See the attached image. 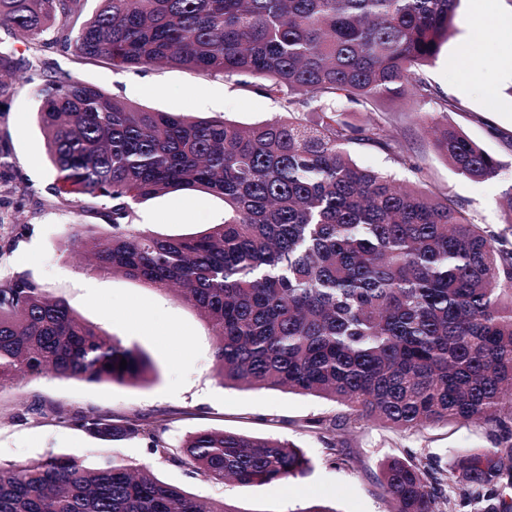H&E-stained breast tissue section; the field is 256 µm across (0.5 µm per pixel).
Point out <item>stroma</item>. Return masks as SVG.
<instances>
[{
	"instance_id": "stroma-1",
	"label": "stroma",
	"mask_w": 512,
	"mask_h": 512,
	"mask_svg": "<svg viewBox=\"0 0 512 512\" xmlns=\"http://www.w3.org/2000/svg\"><path fill=\"white\" fill-rule=\"evenodd\" d=\"M474 6V0H460L454 33L425 75L441 95L458 103V111L448 115L449 125L464 131L499 162L497 177L469 179L437 153L431 132L435 104L418 107L390 99L374 112L346 102L343 118L354 124H390L413 161L407 168L376 147L350 145L360 168L428 184L512 248V226L506 220V203L512 197V76L499 68L500 56L512 50V35L502 31L479 37ZM463 55L480 59L481 74L457 66ZM42 57L122 100L161 112L223 117L251 126L282 111L280 100L267 97L242 76L77 64L54 48L45 49ZM37 112L35 87L22 81L14 96L0 104V152H7L10 160L9 166L0 167V279L29 274L85 321L146 352L156 372L134 385L89 383L47 373L1 392L0 464H19L51 453L89 464L110 456L149 466L162 481L192 496L225 503L235 512H304L313 505L334 512H388V499L378 484L379 464L385 457L414 454L451 464L458 455L477 449L506 456V449H495L489 427L478 423L452 421L407 432L352 423L339 444L349 463L338 467L331 463L315 423L345 418L346 407L311 395L221 384L215 376L214 338L196 310L176 295L146 284L88 272L66 251L76 221L99 224L103 218L77 216L52 196L55 172ZM135 221L151 231L178 236L223 223L224 203L202 192H173L138 204ZM76 410L115 417L136 414L164 422V437L174 449L200 429L279 437L298 445L311 469L285 482L262 485L195 477L185 467L150 454L145 442L104 441L56 417L57 412Z\"/></svg>"
}]
</instances>
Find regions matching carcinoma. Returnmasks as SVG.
<instances>
[{
  "instance_id": "obj_1",
  "label": "carcinoma",
  "mask_w": 512,
  "mask_h": 512,
  "mask_svg": "<svg viewBox=\"0 0 512 512\" xmlns=\"http://www.w3.org/2000/svg\"><path fill=\"white\" fill-rule=\"evenodd\" d=\"M0 0V102L17 77L37 83L38 122L56 172L52 195L107 224H78L68 250L88 270L176 290L209 324L225 384L338 402L344 420L317 421L331 462L357 422L412 431L450 420L489 426L512 448V249L425 185L397 186L357 166L351 144L398 163L393 130L352 125L336 103L403 98L457 105L424 68L452 33L459 0ZM53 33V38L46 35ZM23 37L31 54L17 53ZM56 47L77 63L188 68L245 75L284 113L242 127L119 100L41 59ZM435 147L461 175L499 174L497 161L448 123ZM177 191L224 201V223L164 236L134 223V206ZM127 361L124 369L121 360ZM47 371L134 384L154 366L135 346L78 317L27 274L0 281V392ZM58 418L102 440L145 441L191 474L267 484L305 474L295 444L224 429L188 434L175 455L166 427L91 410ZM390 512H438L448 483L488 501L512 465L481 454L451 470L414 456L379 465ZM0 512H236L188 495L151 469L67 456L0 465Z\"/></svg>"
}]
</instances>
